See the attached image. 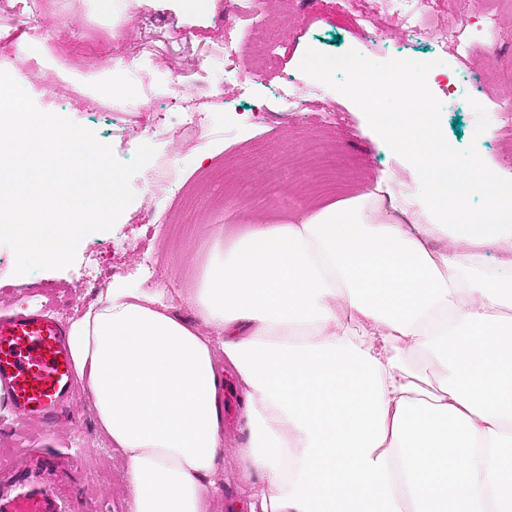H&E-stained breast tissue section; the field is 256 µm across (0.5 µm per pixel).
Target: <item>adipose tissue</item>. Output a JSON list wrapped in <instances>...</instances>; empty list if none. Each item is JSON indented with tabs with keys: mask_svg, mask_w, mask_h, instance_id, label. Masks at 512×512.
I'll return each instance as SVG.
<instances>
[{
	"mask_svg": "<svg viewBox=\"0 0 512 512\" xmlns=\"http://www.w3.org/2000/svg\"><path fill=\"white\" fill-rule=\"evenodd\" d=\"M425 73H397V111L361 102L415 189L385 171L299 222L245 225L189 292L238 380L251 512H512V182L449 154ZM68 341L130 512H206L224 445L210 338L118 284Z\"/></svg>",
	"mask_w": 512,
	"mask_h": 512,
	"instance_id": "ef3b65f1",
	"label": "adipose tissue"
}]
</instances>
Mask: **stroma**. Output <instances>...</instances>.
Instances as JSON below:
<instances>
[{"mask_svg": "<svg viewBox=\"0 0 512 512\" xmlns=\"http://www.w3.org/2000/svg\"><path fill=\"white\" fill-rule=\"evenodd\" d=\"M226 0H214L201 18L178 15L168 0L131 7L122 22L99 11L96 0H46L31 20L12 16L13 0H0V70L7 71L44 112H60L95 132L123 162L138 147H155L154 159L130 182L135 194L114 226L85 236L76 259L65 269H37L15 274L13 251L0 245V312L47 308L65 326L103 296L91 284L104 274L111 282L155 292L152 276L170 284L162 302L170 313L194 321L187 300L197 287L214 238L228 224H285L303 218L338 198L364 191L387 169L403 165L388 143L366 124L365 114L348 93V78L316 76L317 59L349 53L375 71L390 60L416 55L438 74L429 86L430 109L459 159L482 155L488 168L512 181V133L505 132L497 108L512 99V10H503L497 40L476 39L468 58L434 53L427 36H403L397 21L379 20V34L361 28L355 13L341 0H262L263 21L287 13L288 29L277 36L267 74L242 83L225 71V40L242 35L240 24L224 21ZM51 43L42 53L38 83L27 77V52L35 43ZM135 53L137 68L129 77L145 112L166 115L164 128L150 134L138 130L113 100L104 111L101 93L112 82L84 84L81 73L102 69L113 56ZM295 79L306 95L295 106L275 95V85ZM198 99L210 114L198 136L181 133L185 99ZM336 158L327 189H310V175L322 155ZM161 172L168 184L160 195L144 187L148 174ZM288 195V210L274 200ZM156 221L143 223L146 211ZM224 453L214 477L219 492L217 512H250L260 479L242 481L235 447L248 430L239 404L224 414ZM14 453L49 448L72 462L63 479L76 512H128L124 465L101 432L84 389L73 388L68 414L54 426L20 422L0 414V446Z\"/></svg>", "mask_w": 512, "mask_h": 512, "instance_id": "obj_1", "label": "stroma"}]
</instances>
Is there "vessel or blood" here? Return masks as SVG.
I'll use <instances>...</instances> for the list:
<instances>
[{
  "mask_svg": "<svg viewBox=\"0 0 512 512\" xmlns=\"http://www.w3.org/2000/svg\"><path fill=\"white\" fill-rule=\"evenodd\" d=\"M66 334L47 309L0 317V388L18 417L48 424L66 401L76 375ZM53 468L48 456L0 466V512H70Z\"/></svg>",
  "mask_w": 512,
  "mask_h": 512,
  "instance_id": "obj_1",
  "label": "vessel or blood"
}]
</instances>
